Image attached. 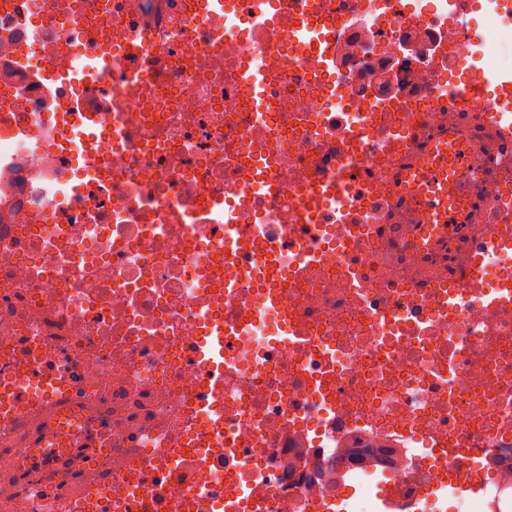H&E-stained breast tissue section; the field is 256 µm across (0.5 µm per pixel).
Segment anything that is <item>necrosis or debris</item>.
<instances>
[{
    "instance_id": "4bbe7bcc",
    "label": "necrosis or debris",
    "mask_w": 512,
    "mask_h": 512,
    "mask_svg": "<svg viewBox=\"0 0 512 512\" xmlns=\"http://www.w3.org/2000/svg\"><path fill=\"white\" fill-rule=\"evenodd\" d=\"M207 3L0 0V512H332L356 422L442 439L393 452L404 503L493 458L512 491V245L483 240L512 225V53L472 27L512 46V0ZM473 61L495 82L464 95ZM451 133L465 219L418 280L400 176ZM320 251L264 303L269 261Z\"/></svg>"
}]
</instances>
